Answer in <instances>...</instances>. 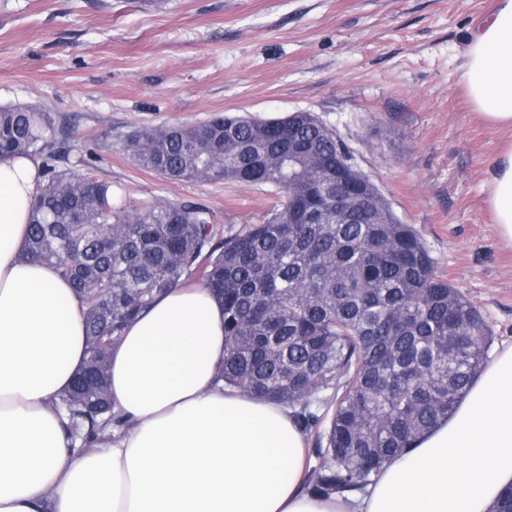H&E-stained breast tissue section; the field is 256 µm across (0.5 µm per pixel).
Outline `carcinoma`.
<instances>
[{
  "instance_id": "obj_1",
  "label": "carcinoma",
  "mask_w": 512,
  "mask_h": 512,
  "mask_svg": "<svg viewBox=\"0 0 512 512\" xmlns=\"http://www.w3.org/2000/svg\"><path fill=\"white\" fill-rule=\"evenodd\" d=\"M69 124L39 102L0 106V158H30L44 179L24 254L54 265L81 304L89 357L58 405L81 447L120 424L107 388L112 345L186 282L224 306L217 381L275 400L314 433L311 495L365 493L489 364L491 328L376 185L359 222L336 215L329 181L353 157L314 113L217 114L129 137L133 162L168 181L278 187L265 222L236 231L211 223L202 204L135 207L109 183L60 168Z\"/></svg>"
}]
</instances>
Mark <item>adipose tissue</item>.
Instances as JSON below:
<instances>
[{
    "instance_id": "adipose-tissue-1",
    "label": "adipose tissue",
    "mask_w": 512,
    "mask_h": 512,
    "mask_svg": "<svg viewBox=\"0 0 512 512\" xmlns=\"http://www.w3.org/2000/svg\"><path fill=\"white\" fill-rule=\"evenodd\" d=\"M471 106L512 127V0H497L461 65ZM42 186L25 157L0 160V512H490L512 485V346L454 414L366 494L303 491L307 441L284 406L224 387V311L204 290L158 297L112 349L119 425L73 453L55 405L88 352L70 284L25 258ZM489 204L512 243V146L494 158Z\"/></svg>"
}]
</instances>
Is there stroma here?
<instances>
[{"label": "stroma", "instance_id": "35a3bbf8", "mask_svg": "<svg viewBox=\"0 0 512 512\" xmlns=\"http://www.w3.org/2000/svg\"><path fill=\"white\" fill-rule=\"evenodd\" d=\"M496 0H0V105L70 117L63 167L139 205L209 207L260 224L270 185L164 180L135 165L146 125L224 112L305 110L333 128L437 273L512 344V246L488 204L490 165L512 131L485 121L461 78L468 39Z\"/></svg>", "mask_w": 512, "mask_h": 512}]
</instances>
